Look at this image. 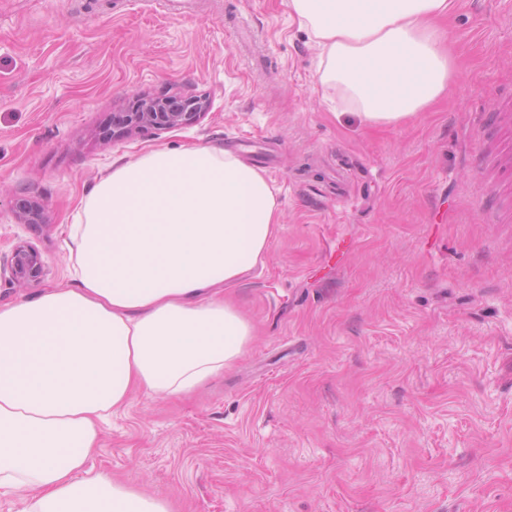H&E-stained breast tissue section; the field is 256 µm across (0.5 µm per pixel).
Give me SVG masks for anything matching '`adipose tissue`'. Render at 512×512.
<instances>
[{"label": "adipose tissue", "mask_w": 512, "mask_h": 512, "mask_svg": "<svg viewBox=\"0 0 512 512\" xmlns=\"http://www.w3.org/2000/svg\"><path fill=\"white\" fill-rule=\"evenodd\" d=\"M452 0H290L337 109L396 125L453 77L437 27ZM280 220L266 176L216 146L113 164L69 226L71 283L0 305V490L23 512H172L93 463L138 390L191 395L246 353L224 297L262 263Z\"/></svg>", "instance_id": "ef3b65f1"}]
</instances>
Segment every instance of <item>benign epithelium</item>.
Returning <instances> with one entry per match:
<instances>
[{
    "label": "benign epithelium",
    "instance_id": "benign-epithelium-1",
    "mask_svg": "<svg viewBox=\"0 0 512 512\" xmlns=\"http://www.w3.org/2000/svg\"><path fill=\"white\" fill-rule=\"evenodd\" d=\"M207 103L196 96L167 95L147 98L135 112H119V122L127 135L150 132L156 134L191 125L198 121ZM22 223L39 225L42 210L34 202L20 208ZM44 268L39 251L29 243L16 245L10 256L0 260V277L6 276L14 284H28L42 277Z\"/></svg>",
    "mask_w": 512,
    "mask_h": 512
}]
</instances>
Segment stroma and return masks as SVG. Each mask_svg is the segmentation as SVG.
Masks as SVG:
<instances>
[{
    "mask_svg": "<svg viewBox=\"0 0 512 512\" xmlns=\"http://www.w3.org/2000/svg\"><path fill=\"white\" fill-rule=\"evenodd\" d=\"M443 26L447 93L368 126L320 99L288 0H0V256L28 241L44 265L0 304L69 285L64 228L115 160L260 154L280 203L228 292L247 352L190 398L114 413L94 459L113 479L173 512H512V0H455ZM164 92L206 115L113 134Z\"/></svg>",
    "mask_w": 512,
    "mask_h": 512,
    "instance_id": "obj_1",
    "label": "stroma"
}]
</instances>
